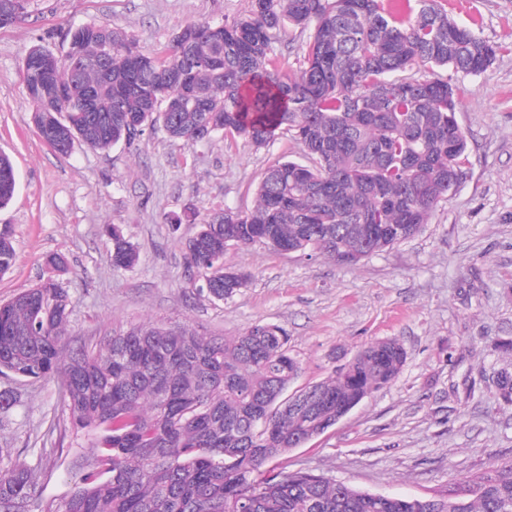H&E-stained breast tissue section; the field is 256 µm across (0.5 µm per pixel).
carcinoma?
<instances>
[{"instance_id":"carcinoma-1","label":"carcinoma","mask_w":512,"mask_h":512,"mask_svg":"<svg viewBox=\"0 0 512 512\" xmlns=\"http://www.w3.org/2000/svg\"><path fill=\"white\" fill-rule=\"evenodd\" d=\"M308 33L299 71L276 64L285 27ZM122 31L88 24L69 32L86 62H65L67 105L35 106L33 122L106 150L142 130L198 143L197 132L261 148L288 132L306 163L280 159L264 172L248 212L214 213L186 243V260L217 300L248 275L224 266L228 247L263 244L355 264L414 237L466 173L457 87L441 74H478L501 47L448 17L439 0H250L233 23L191 22L163 53L148 54ZM112 51V77L93 61ZM150 77L152 94L127 86ZM95 89L110 112H86ZM113 266L139 253L117 225L105 227ZM12 232H0V274L14 263ZM70 296L58 278L0 303V374L56 379L63 421L89 439L90 461L68 473L69 493L44 495L16 449L0 448V512H512V461L457 484L453 497L366 492L325 472L268 463L336 425L393 383L407 359L396 339L359 350L325 381L288 394L300 370L282 327L257 322L239 336L189 326L114 330L99 344L65 336ZM512 406V362L492 375Z\"/></svg>"}]
</instances>
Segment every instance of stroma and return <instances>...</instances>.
<instances>
[{
  "mask_svg": "<svg viewBox=\"0 0 512 512\" xmlns=\"http://www.w3.org/2000/svg\"><path fill=\"white\" fill-rule=\"evenodd\" d=\"M449 17L503 53L485 71L455 76L457 119L468 140V176L422 230L354 265L255 245L230 247L227 267L248 274L233 298L209 299L185 259L198 227L189 212H245L266 168L301 160L281 135L265 148L215 134L186 145L147 132L100 151L76 145L61 155L39 136L23 62L39 45L55 54L69 30L102 24L147 52H162L186 23L244 18L249 0H32L0 28V153L17 190L0 208L16 258L0 275V302L45 278L43 260H68V333L84 338L145 323L189 325L206 336H237L256 322L288 333L301 370L298 390L333 375L362 347L398 339L407 360L398 379L325 433L291 450L289 469H317L360 489L408 497L446 492L491 464L512 460V409L490 379L492 339L512 336V0H442ZM118 225L139 251L130 270L112 265L105 225ZM22 395L0 446L20 449L44 494L68 491L67 473L85 461L83 438L60 425L58 382L0 376V391ZM52 449L50 467L40 464Z\"/></svg>",
  "mask_w": 512,
  "mask_h": 512,
  "instance_id": "obj_1",
  "label": "stroma"
}]
</instances>
